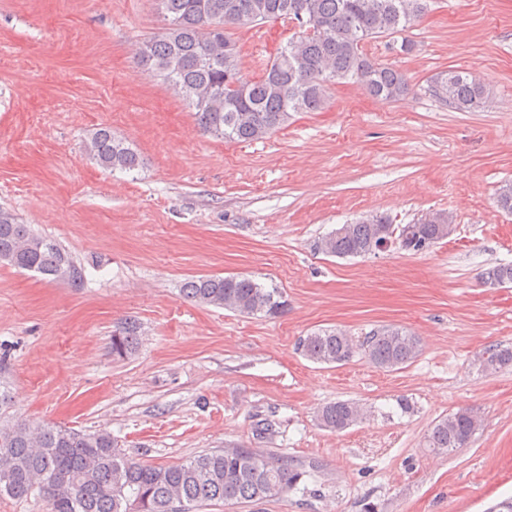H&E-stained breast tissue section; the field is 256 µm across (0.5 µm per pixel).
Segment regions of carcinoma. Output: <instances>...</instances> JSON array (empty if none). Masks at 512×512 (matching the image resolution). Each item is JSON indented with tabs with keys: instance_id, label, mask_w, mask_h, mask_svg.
Listing matches in <instances>:
<instances>
[{
	"instance_id": "1",
	"label": "carcinoma",
	"mask_w": 512,
	"mask_h": 512,
	"mask_svg": "<svg viewBox=\"0 0 512 512\" xmlns=\"http://www.w3.org/2000/svg\"><path fill=\"white\" fill-rule=\"evenodd\" d=\"M431 0H157L167 27L146 40L136 64L172 86L195 109L205 132L229 142H254L273 134L292 112L324 109L330 85L355 81L380 100L409 91L407 75L377 63L363 51L368 39L402 34L428 12ZM303 19L299 35L281 47L263 74L242 77L240 51L231 30ZM432 92L451 107L470 112L486 103V88L472 72L439 74ZM97 163L112 172L135 171L138 153L109 128L98 129L86 145ZM497 206L512 213V181L496 188ZM454 218L446 211L428 213L412 224H394L370 214L342 224L323 237L319 249L328 256L364 257L388 241L404 250L449 237ZM0 264L34 271L54 281H81L82 269L56 242L33 232L0 210ZM498 288L512 283V264L501 263L481 275ZM190 302L274 318L288 311V300L270 287L242 275L201 276L181 288ZM139 346L138 326L124 322L112 334V354L125 358ZM309 360L342 364L362 350L377 368L395 370L413 363L418 338L396 326H382L356 344L341 329H322L299 339ZM512 364V348L494 346L482 357L485 370ZM361 407L350 401L324 406L320 424L340 432L357 423ZM481 425L478 415L460 408L435 422L427 445L438 454L465 447ZM0 462L8 459V481L0 496L24 498L37 491L52 512H193L212 502L244 503L276 498L295 489L306 472L284 459H268L250 448L204 452L175 465L133 461L111 433L87 432L56 423L31 426L23 421L0 425Z\"/></svg>"
}]
</instances>
